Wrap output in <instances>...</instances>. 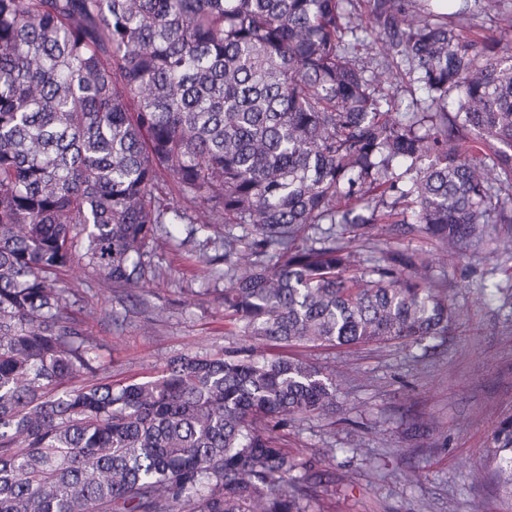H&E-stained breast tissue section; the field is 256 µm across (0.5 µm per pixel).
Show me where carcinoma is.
Instances as JSON below:
<instances>
[{
	"label": "carcinoma",
	"instance_id": "cac0c4a2",
	"mask_svg": "<svg viewBox=\"0 0 512 512\" xmlns=\"http://www.w3.org/2000/svg\"><path fill=\"white\" fill-rule=\"evenodd\" d=\"M370 2L371 73L345 40L360 0H0V512H309L317 496L278 428L336 412L335 374L186 352L150 380L73 388L100 349L60 279L75 262L126 315L159 318L138 295L160 275L149 242L246 224L205 262L224 320L261 347L456 320L425 254L363 268L351 244L392 224L459 258L479 225L512 224V53L471 34L504 0ZM393 79L435 111L393 119L375 96ZM488 467L512 497V418L472 478Z\"/></svg>",
	"mask_w": 512,
	"mask_h": 512
}]
</instances>
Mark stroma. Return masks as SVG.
<instances>
[{
	"label": "stroma",
	"instance_id": "obj_1",
	"mask_svg": "<svg viewBox=\"0 0 512 512\" xmlns=\"http://www.w3.org/2000/svg\"><path fill=\"white\" fill-rule=\"evenodd\" d=\"M483 230L453 261L433 241L396 236L387 224L354 244L369 267L392 250L426 253L431 277L447 287L459 314L447 333L352 347H277V355L336 373L335 413L298 417L283 431L293 454L318 464L316 512H512L493 479L470 478L501 420L512 415V258L497 249L512 224ZM202 253L198 238L155 245L160 276L145 294L164 317L130 316L119 326L102 319L112 309L111 292L70 267L64 282L80 288L81 306L98 313L87 323L102 345L98 377L142 380L181 352L251 347L249 337L225 329L217 304L225 281L209 274Z\"/></svg>",
	"mask_w": 512,
	"mask_h": 512
}]
</instances>
